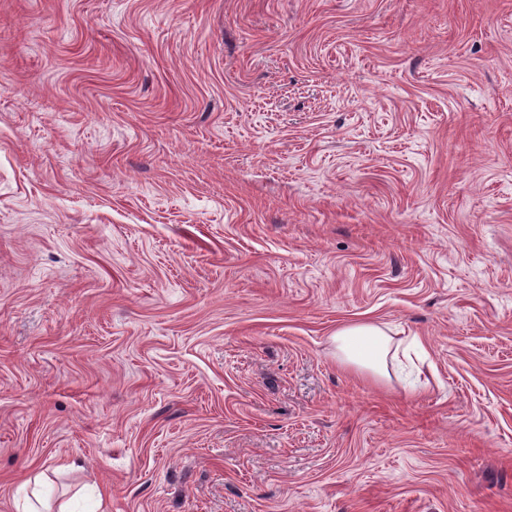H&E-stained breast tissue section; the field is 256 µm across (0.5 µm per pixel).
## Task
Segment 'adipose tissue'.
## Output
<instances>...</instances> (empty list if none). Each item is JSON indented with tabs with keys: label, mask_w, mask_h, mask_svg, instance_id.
<instances>
[{
	"label": "adipose tissue",
	"mask_w": 512,
	"mask_h": 512,
	"mask_svg": "<svg viewBox=\"0 0 512 512\" xmlns=\"http://www.w3.org/2000/svg\"><path fill=\"white\" fill-rule=\"evenodd\" d=\"M333 340L340 364L354 368L377 382L389 378L390 362L399 356L398 349L391 346V336L374 323L340 328Z\"/></svg>",
	"instance_id": "1"
}]
</instances>
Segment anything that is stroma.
<instances>
[{"label":"stroma","mask_w":512,"mask_h":512,"mask_svg":"<svg viewBox=\"0 0 512 512\" xmlns=\"http://www.w3.org/2000/svg\"><path fill=\"white\" fill-rule=\"evenodd\" d=\"M38 475L512 512V0H0V512ZM333 340L340 364L352 367L376 382L389 379V366L398 359L403 344V340H400L392 349V337L374 323L342 327L336 330Z\"/></svg>","instance_id":"stroma-1"}]
</instances>
